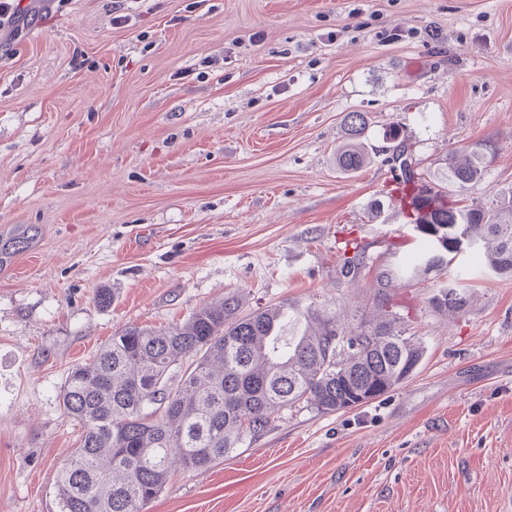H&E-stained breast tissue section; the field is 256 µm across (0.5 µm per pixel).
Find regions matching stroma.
Here are the masks:
<instances>
[{
  "instance_id": "35a3bbf8",
  "label": "stroma",
  "mask_w": 512,
  "mask_h": 512,
  "mask_svg": "<svg viewBox=\"0 0 512 512\" xmlns=\"http://www.w3.org/2000/svg\"><path fill=\"white\" fill-rule=\"evenodd\" d=\"M0 25V233H41L0 267V512H56L81 430L59 392L128 324L164 329L234 295L352 318L414 231L384 155L337 169L346 113L396 127L427 175L482 146L466 202L512 191V0H23ZM462 279L451 319L429 297ZM108 290L109 305L97 294ZM414 372L362 406L280 411L144 512H512V279L474 255L396 289ZM351 247L352 256H348V247ZM368 256L366 255V246H360L353 240L345 242L341 262V274L350 279L358 278L362 271L367 267Z\"/></svg>"
}]
</instances>
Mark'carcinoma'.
I'll use <instances>...</instances> for the list:
<instances>
[{
    "label": "carcinoma",
    "instance_id": "cac0c4a2",
    "mask_svg": "<svg viewBox=\"0 0 512 512\" xmlns=\"http://www.w3.org/2000/svg\"><path fill=\"white\" fill-rule=\"evenodd\" d=\"M369 126L365 112L345 115L336 165L354 172L371 155H386L423 242L410 257L376 268L373 305L381 316L344 326L334 314L295 302L245 314L226 296L167 330H118L90 362L69 369L59 395L81 434L57 473L58 512H144L176 472L224 459L283 408L304 403L331 413L347 409L355 395L367 403L391 391L423 357L391 311V291L447 268L459 254L456 242L473 244L482 270L512 278V194L489 208L448 202L481 180L483 154L454 153L442 186L418 170L413 145L398 132L369 146ZM37 234V225L27 224L0 236V255L26 251ZM345 246L352 252H343L341 274L355 279L367 267L366 246ZM471 301L469 289L452 280L439 285L429 306L458 316ZM286 325L296 333L285 343Z\"/></svg>",
    "mask_w": 512,
    "mask_h": 512
}]
</instances>
